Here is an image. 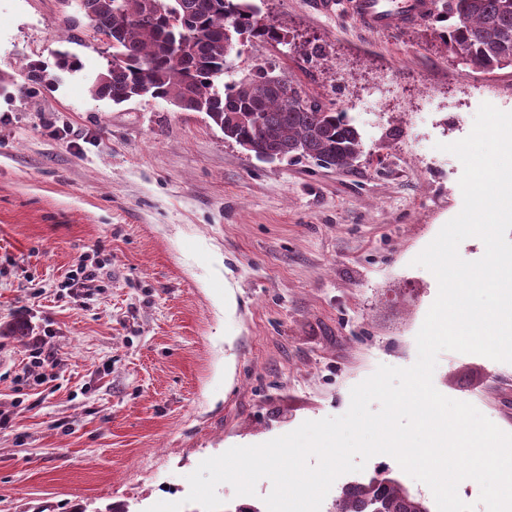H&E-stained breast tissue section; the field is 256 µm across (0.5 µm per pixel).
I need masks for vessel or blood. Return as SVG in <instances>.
I'll return each instance as SVG.
<instances>
[{"instance_id":"1","label":"vessel or blood","mask_w":512,"mask_h":512,"mask_svg":"<svg viewBox=\"0 0 512 512\" xmlns=\"http://www.w3.org/2000/svg\"><path fill=\"white\" fill-rule=\"evenodd\" d=\"M347 8L366 29L395 32L428 18L433 0H349Z\"/></svg>"}]
</instances>
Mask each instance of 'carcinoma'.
I'll list each match as a JSON object with an SVG mask.
<instances>
[{
	"instance_id": "obj_1",
	"label": "carcinoma",
	"mask_w": 512,
	"mask_h": 512,
	"mask_svg": "<svg viewBox=\"0 0 512 512\" xmlns=\"http://www.w3.org/2000/svg\"><path fill=\"white\" fill-rule=\"evenodd\" d=\"M253 0H88L96 30L109 36L112 65L90 92L121 104L150 96L184 112H204L224 137L251 142L275 159H311L348 171L362 146L346 113L331 105L289 99L294 82L258 66L224 81L225 43L246 37L281 39L256 20ZM433 16L455 22L441 38L454 57L492 72L512 65V0H436ZM335 512H428L421 499L394 480L372 479L343 488Z\"/></svg>"
}]
</instances>
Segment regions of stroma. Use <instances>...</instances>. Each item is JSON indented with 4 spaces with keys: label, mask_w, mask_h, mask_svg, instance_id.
Returning a JSON list of instances; mask_svg holds the SVG:
<instances>
[{
    "label": "stroma",
    "mask_w": 512,
    "mask_h": 512,
    "mask_svg": "<svg viewBox=\"0 0 512 512\" xmlns=\"http://www.w3.org/2000/svg\"><path fill=\"white\" fill-rule=\"evenodd\" d=\"M281 41L251 38L225 80L260 65L336 103L361 134L351 171L263 162L202 112L92 96L110 49L61 0H0V76L56 50L79 68L0 95V512H147L184 501L204 459L344 414L379 365L411 366L438 294L414 258L461 210L482 103L512 112V66L464 68L445 23L386 35L315 0H255ZM101 282L66 289L85 259ZM22 323L26 336H9ZM41 343L54 362L32 366ZM433 384L512 433V363L441 352ZM437 506L390 456L378 473Z\"/></svg>",
    "instance_id": "obj_1"
}]
</instances>
